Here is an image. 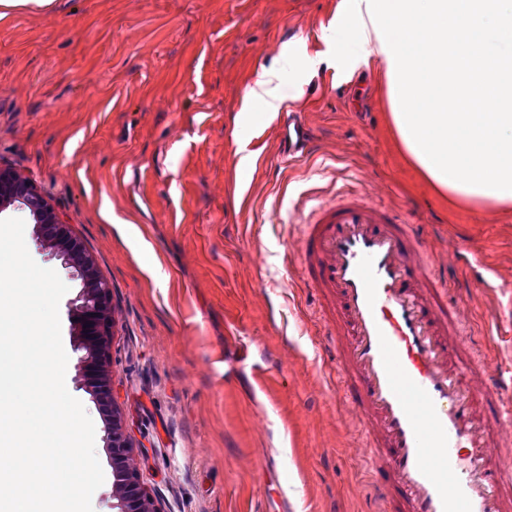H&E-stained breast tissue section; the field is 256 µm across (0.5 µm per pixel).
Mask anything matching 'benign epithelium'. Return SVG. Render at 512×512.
I'll return each instance as SVG.
<instances>
[{
    "label": "benign epithelium",
    "mask_w": 512,
    "mask_h": 512,
    "mask_svg": "<svg viewBox=\"0 0 512 512\" xmlns=\"http://www.w3.org/2000/svg\"><path fill=\"white\" fill-rule=\"evenodd\" d=\"M11 206L29 212L42 248L72 278L81 280L80 292L67 303L68 319L74 350L79 352V383L105 410V443L112 459L113 512H165L161 502L141 483L134 464L133 443L117 408L111 405L107 366L114 322L110 288L41 188L0 165V214Z\"/></svg>",
    "instance_id": "obj_1"
}]
</instances>
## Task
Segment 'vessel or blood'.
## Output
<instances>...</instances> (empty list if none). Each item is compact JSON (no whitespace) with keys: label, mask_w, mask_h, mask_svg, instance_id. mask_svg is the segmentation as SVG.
I'll return each mask as SVG.
<instances>
[{"label":"vessel or blood","mask_w":512,"mask_h":512,"mask_svg":"<svg viewBox=\"0 0 512 512\" xmlns=\"http://www.w3.org/2000/svg\"><path fill=\"white\" fill-rule=\"evenodd\" d=\"M279 152L309 156L304 124L282 123ZM412 225L363 197L322 203L298 257L320 306L324 360L355 406L382 512H504L512 469L490 464L494 422L512 421V376L461 358L447 269L429 274Z\"/></svg>","instance_id":"obj_1"}]
</instances>
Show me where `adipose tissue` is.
Instances as JSON below:
<instances>
[{"instance_id": "1", "label": "adipose tissue", "mask_w": 512, "mask_h": 512, "mask_svg": "<svg viewBox=\"0 0 512 512\" xmlns=\"http://www.w3.org/2000/svg\"><path fill=\"white\" fill-rule=\"evenodd\" d=\"M405 159L452 206L512 209V0H342Z\"/></svg>"}]
</instances>
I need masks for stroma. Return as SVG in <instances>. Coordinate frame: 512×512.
I'll list each match as a JSON object with an SVG mask.
<instances>
[{"instance_id": "35a3bbf8", "label": "stroma", "mask_w": 512, "mask_h": 512, "mask_svg": "<svg viewBox=\"0 0 512 512\" xmlns=\"http://www.w3.org/2000/svg\"><path fill=\"white\" fill-rule=\"evenodd\" d=\"M339 2L57 0L0 22V164L46 193L112 292V398L165 512L373 508L359 415L294 261L337 192L421 225L427 266L491 280L459 307L466 354L512 367V211L448 207L403 160L379 66L333 37ZM286 54L302 95L247 121L249 89ZM291 115L316 143L292 162L275 148ZM59 315L106 476L93 512H112L104 421Z\"/></svg>"}]
</instances>
